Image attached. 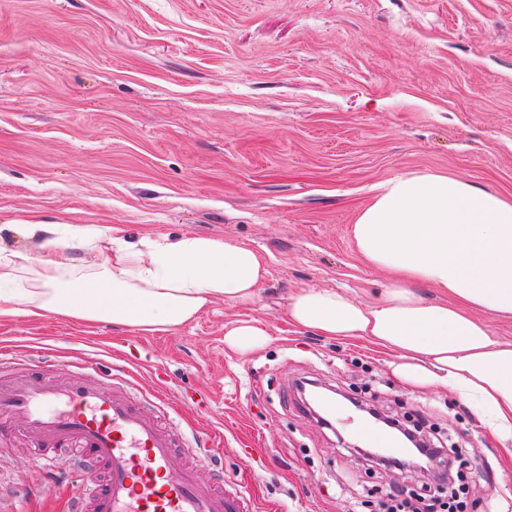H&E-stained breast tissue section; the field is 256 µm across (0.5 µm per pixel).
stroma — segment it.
Segmentation results:
<instances>
[{
  "label": "stroma",
  "instance_id": "stroma-1",
  "mask_svg": "<svg viewBox=\"0 0 512 512\" xmlns=\"http://www.w3.org/2000/svg\"><path fill=\"white\" fill-rule=\"evenodd\" d=\"M441 173L512 197V0H0V248L35 254L17 221L122 227L246 244L267 279L174 333L49 314L0 320V380L130 384L183 433L206 429L255 512H369L368 493L423 477L342 447L298 384L358 394L432 444L475 452L468 512L512 504V443L446 389L417 388L391 354L295 331L288 296L385 279L352 225L381 181ZM268 342L227 349L224 325ZM261 449L254 459L252 449ZM31 442L0 428V492L66 512ZM267 336L268 331L257 320H237L232 326H224V343L240 352L265 345Z\"/></svg>",
  "mask_w": 512,
  "mask_h": 512
}]
</instances>
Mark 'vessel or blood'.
<instances>
[{
    "mask_svg": "<svg viewBox=\"0 0 512 512\" xmlns=\"http://www.w3.org/2000/svg\"><path fill=\"white\" fill-rule=\"evenodd\" d=\"M13 415L19 431L43 448L45 470H64L73 481L82 463L106 466L105 482L72 500L71 512H248L242 496L202 479L199 467L173 469L179 432L137 406L129 390L48 379L0 384V416ZM363 432L373 448L397 452L384 429L368 423ZM66 448L79 458L64 465L59 452Z\"/></svg>",
    "mask_w": 512,
    "mask_h": 512,
    "instance_id": "vessel-or-blood-1",
    "label": "vessel or blood"
}]
</instances>
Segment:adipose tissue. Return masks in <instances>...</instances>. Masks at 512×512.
Wrapping results in <instances>:
<instances>
[{
    "label": "adipose tissue",
    "instance_id": "adipose-tissue-1",
    "mask_svg": "<svg viewBox=\"0 0 512 512\" xmlns=\"http://www.w3.org/2000/svg\"><path fill=\"white\" fill-rule=\"evenodd\" d=\"M38 239L30 257L0 250V318L55 314L143 333L172 332L221 299L252 304L268 270L249 246L163 236L127 240L118 228L21 222ZM359 258L386 273L378 297L307 287L289 297L295 330L339 341L366 340L392 353L394 373L454 393L500 441H512V343L483 316L512 317V200L467 180L408 173L381 182L352 227ZM105 240L92 274L72 277L76 250ZM440 290L420 295L418 285Z\"/></svg>",
    "mask_w": 512,
    "mask_h": 512
}]
</instances>
